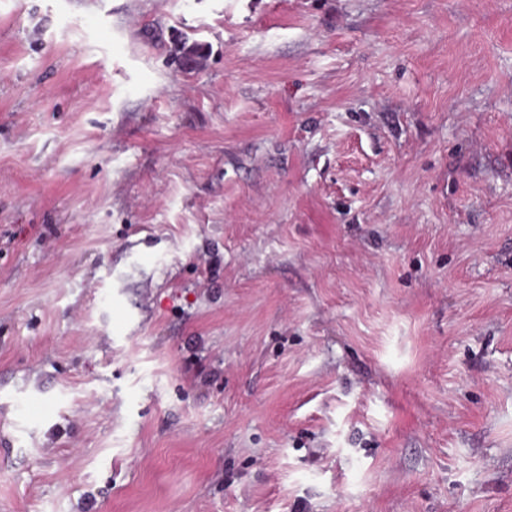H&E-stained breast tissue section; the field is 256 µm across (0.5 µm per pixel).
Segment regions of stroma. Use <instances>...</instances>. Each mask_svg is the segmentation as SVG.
I'll return each instance as SVG.
<instances>
[{
	"label": "stroma",
	"mask_w": 512,
	"mask_h": 512,
	"mask_svg": "<svg viewBox=\"0 0 512 512\" xmlns=\"http://www.w3.org/2000/svg\"><path fill=\"white\" fill-rule=\"evenodd\" d=\"M0 512H512V0H0Z\"/></svg>",
	"instance_id": "35a3bbf8"
}]
</instances>
